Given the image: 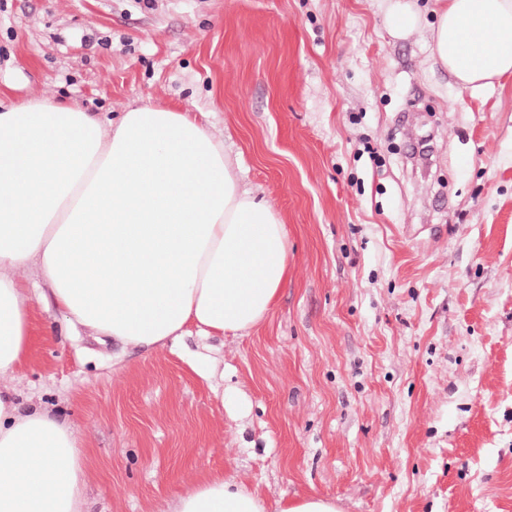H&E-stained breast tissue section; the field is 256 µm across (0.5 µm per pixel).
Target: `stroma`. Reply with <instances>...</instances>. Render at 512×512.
Wrapping results in <instances>:
<instances>
[{
	"mask_svg": "<svg viewBox=\"0 0 512 512\" xmlns=\"http://www.w3.org/2000/svg\"><path fill=\"white\" fill-rule=\"evenodd\" d=\"M383 0H0V103L200 115L288 229L248 335L71 328L39 265L11 385L85 443L88 512L213 474L268 506L512 512V77L460 89ZM274 512H340L336 502L322 497L309 496L286 502H277Z\"/></svg>",
	"mask_w": 512,
	"mask_h": 512,
	"instance_id": "35a3bbf8",
	"label": "stroma"
}]
</instances>
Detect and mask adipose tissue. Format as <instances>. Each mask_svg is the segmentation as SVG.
I'll use <instances>...</instances> for the list:
<instances>
[{
    "label": "adipose tissue",
    "instance_id": "ef3b65f1",
    "mask_svg": "<svg viewBox=\"0 0 512 512\" xmlns=\"http://www.w3.org/2000/svg\"><path fill=\"white\" fill-rule=\"evenodd\" d=\"M432 4V56L458 87L512 75V0ZM33 261L70 323L162 348L192 328L240 336L262 322L288 279V233L178 106L116 121L44 96L0 109V512H87L78 431L49 408L20 411L7 384L38 339L17 278ZM172 512L339 509L316 496L271 509L212 475Z\"/></svg>",
    "mask_w": 512,
    "mask_h": 512
}]
</instances>
